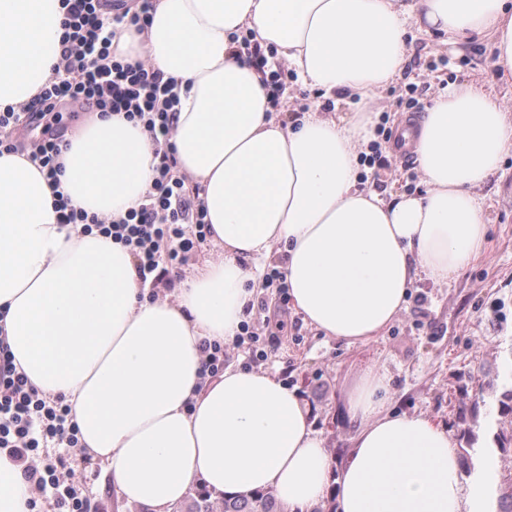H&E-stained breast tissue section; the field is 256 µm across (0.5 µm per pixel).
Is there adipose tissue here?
Here are the masks:
<instances>
[{
	"mask_svg": "<svg viewBox=\"0 0 512 512\" xmlns=\"http://www.w3.org/2000/svg\"><path fill=\"white\" fill-rule=\"evenodd\" d=\"M63 19L59 0H0V111L49 82ZM412 24L444 43L490 39L495 77L435 99L409 135L426 190L386 200L361 189L358 158L377 91L405 68ZM246 34L360 112H281L235 54ZM113 44L177 81L178 167L221 253L174 301L154 300L126 247L59 223L55 192L116 217L151 187L152 141L123 116H96L69 136L58 187L27 156L0 153V320L15 364L64 396L120 495L172 512L200 482L218 496L273 491L283 512L329 496L337 512H489L454 434L394 411L381 367L345 400L354 434L338 464L296 391L237 366L203 375L199 345L234 342L259 288L255 262L284 273L304 321L352 346L380 336L416 279L448 282L485 253L479 190L512 153V104L500 94L512 85V0H154L144 32L120 29ZM30 497L0 453V512H30Z\"/></svg>",
	"mask_w": 512,
	"mask_h": 512,
	"instance_id": "adipose-tissue-1",
	"label": "adipose tissue"
}]
</instances>
